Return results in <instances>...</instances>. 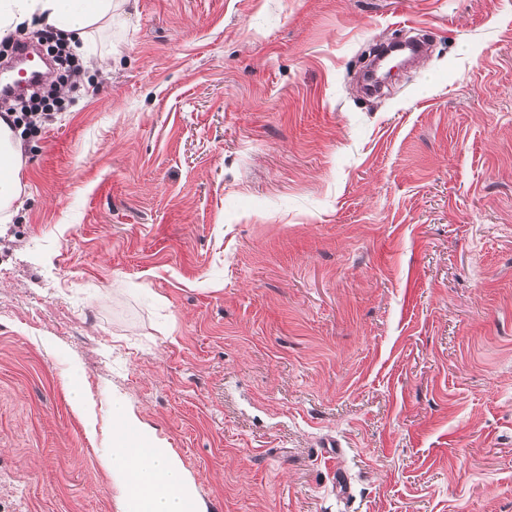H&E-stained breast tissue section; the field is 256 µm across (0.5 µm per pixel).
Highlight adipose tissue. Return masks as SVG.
<instances>
[{"label":"adipose tissue","mask_w":512,"mask_h":512,"mask_svg":"<svg viewBox=\"0 0 512 512\" xmlns=\"http://www.w3.org/2000/svg\"><path fill=\"white\" fill-rule=\"evenodd\" d=\"M113 0H0V39L36 23L79 45L89 61L105 65L96 53L94 32L112 22ZM23 145L12 122L0 118V223H10L24 189L19 172ZM107 467L123 495V512H204L181 463L142 432L122 401L112 405V454Z\"/></svg>","instance_id":"ef3b65f1"}]
</instances>
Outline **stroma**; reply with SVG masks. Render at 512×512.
<instances>
[{
	"label": "stroma",
	"mask_w": 512,
	"mask_h": 512,
	"mask_svg": "<svg viewBox=\"0 0 512 512\" xmlns=\"http://www.w3.org/2000/svg\"><path fill=\"white\" fill-rule=\"evenodd\" d=\"M94 47L0 224V512H121L118 399L206 512H512V0H116ZM72 407L84 421L85 429L87 434L95 435L96 433V418L91 412L88 404L87 397L83 389L73 390L71 393Z\"/></svg>",
	"instance_id": "obj_1"
}]
</instances>
